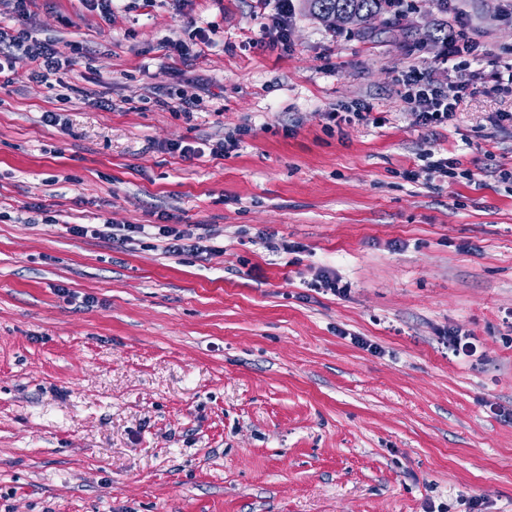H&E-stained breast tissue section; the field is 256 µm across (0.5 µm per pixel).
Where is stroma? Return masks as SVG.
I'll list each match as a JSON object with an SVG mask.
<instances>
[{
	"mask_svg": "<svg viewBox=\"0 0 512 512\" xmlns=\"http://www.w3.org/2000/svg\"><path fill=\"white\" fill-rule=\"evenodd\" d=\"M293 6L283 53L252 0H0L62 63L44 82L15 49L0 86V512H512V94L486 65L512 64V5L364 31ZM460 14L478 92L420 126L399 79L457 81ZM361 102L380 124L328 121ZM164 213L208 252L71 231ZM443 61L457 60L464 56L476 57L479 43L471 36L467 23L460 17L456 28L448 33L444 47Z\"/></svg>",
	"mask_w": 512,
	"mask_h": 512,
	"instance_id": "1",
	"label": "stroma"
}]
</instances>
